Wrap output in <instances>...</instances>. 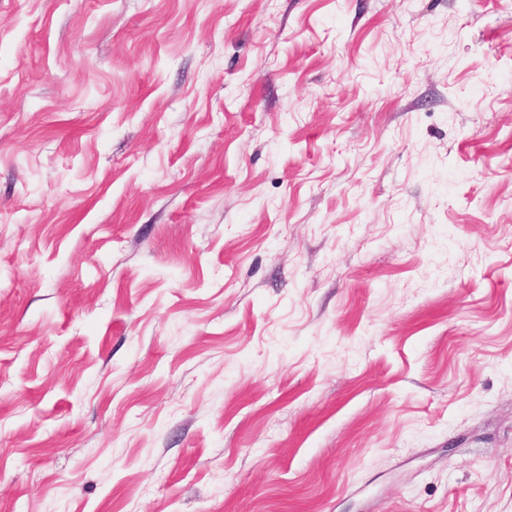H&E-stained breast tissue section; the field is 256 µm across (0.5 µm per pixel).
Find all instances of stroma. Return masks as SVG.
<instances>
[{
  "label": "stroma",
  "instance_id": "obj_1",
  "mask_svg": "<svg viewBox=\"0 0 512 512\" xmlns=\"http://www.w3.org/2000/svg\"><path fill=\"white\" fill-rule=\"evenodd\" d=\"M0 512H512V0H0Z\"/></svg>",
  "mask_w": 512,
  "mask_h": 512
}]
</instances>
